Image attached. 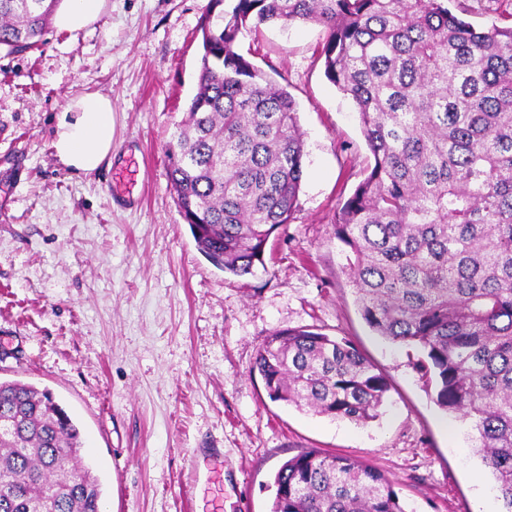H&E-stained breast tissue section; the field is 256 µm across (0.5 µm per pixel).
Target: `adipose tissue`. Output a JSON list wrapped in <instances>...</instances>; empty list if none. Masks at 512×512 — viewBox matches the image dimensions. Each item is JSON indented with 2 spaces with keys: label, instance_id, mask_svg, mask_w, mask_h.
<instances>
[{
  "label": "adipose tissue",
  "instance_id": "obj_1",
  "mask_svg": "<svg viewBox=\"0 0 512 512\" xmlns=\"http://www.w3.org/2000/svg\"><path fill=\"white\" fill-rule=\"evenodd\" d=\"M107 0H61L57 28L75 33L99 21ZM52 147L58 161L79 173L97 170L112 152V100L99 92L71 97L58 117Z\"/></svg>",
  "mask_w": 512,
  "mask_h": 512
}]
</instances>
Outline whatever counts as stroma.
Returning <instances> with one entry per match:
<instances>
[{
	"mask_svg": "<svg viewBox=\"0 0 512 512\" xmlns=\"http://www.w3.org/2000/svg\"><path fill=\"white\" fill-rule=\"evenodd\" d=\"M208 0H108L91 27L49 26L0 50V380L49 389L81 430L101 512H270L274 475L304 448L348 455L395 482L405 512H500L471 427L441 409L418 350L363 319L336 213L374 164L351 97L324 75L314 24L244 31L239 51L287 88L305 133L290 224L236 277L199 251L168 180L166 145L195 90ZM112 98V160L89 174L55 157L68 99ZM131 167L138 202L106 183ZM350 340L390 390L376 419L334 421L271 401L251 367L283 328ZM224 451L223 462L206 456ZM202 482L195 504L189 471Z\"/></svg>",
	"mask_w": 512,
	"mask_h": 512,
	"instance_id": "1",
	"label": "stroma"
}]
</instances>
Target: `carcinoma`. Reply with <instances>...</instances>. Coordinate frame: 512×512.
Segmentation results:
<instances>
[{
  "label": "carcinoma",
  "instance_id": "cac0c4a2",
  "mask_svg": "<svg viewBox=\"0 0 512 512\" xmlns=\"http://www.w3.org/2000/svg\"><path fill=\"white\" fill-rule=\"evenodd\" d=\"M58 0H0V49L41 42ZM462 0H209L168 179L198 249L237 277L290 223L305 147L295 100L238 51L250 26L314 23L326 78L355 102L374 164L336 215L363 318L419 349L436 404L512 512V26L478 30ZM252 371L272 401L364 425L389 384L350 341L272 333ZM52 392L0 381V512H100L101 484ZM270 512H405L395 483L305 448L274 477Z\"/></svg>",
  "mask_w": 512,
  "mask_h": 512
}]
</instances>
